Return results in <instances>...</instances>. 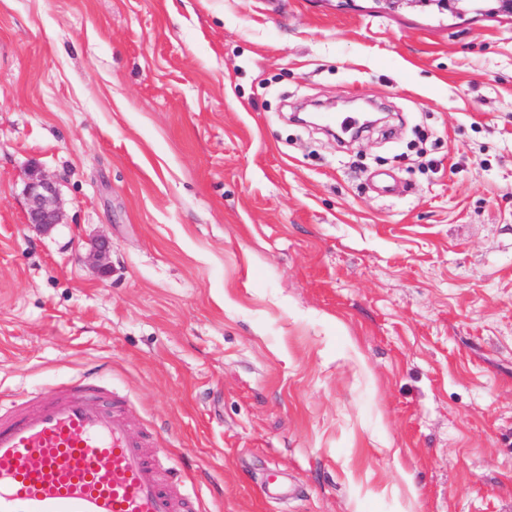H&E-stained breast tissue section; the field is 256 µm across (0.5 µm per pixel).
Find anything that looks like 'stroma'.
<instances>
[{"mask_svg":"<svg viewBox=\"0 0 512 512\" xmlns=\"http://www.w3.org/2000/svg\"><path fill=\"white\" fill-rule=\"evenodd\" d=\"M90 377L203 512H512V15L0 0V414ZM24 194L28 205V224L50 229L61 223L59 193L54 182L30 171L27 174Z\"/></svg>","mask_w":512,"mask_h":512,"instance_id":"1","label":"stroma"}]
</instances>
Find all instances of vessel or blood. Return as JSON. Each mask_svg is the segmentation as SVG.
Segmentation results:
<instances>
[{"mask_svg": "<svg viewBox=\"0 0 512 512\" xmlns=\"http://www.w3.org/2000/svg\"><path fill=\"white\" fill-rule=\"evenodd\" d=\"M159 455L93 385L58 392L0 423V512H201Z\"/></svg>", "mask_w": 512, "mask_h": 512, "instance_id": "vessel-or-blood-1", "label": "vessel or blood"}]
</instances>
